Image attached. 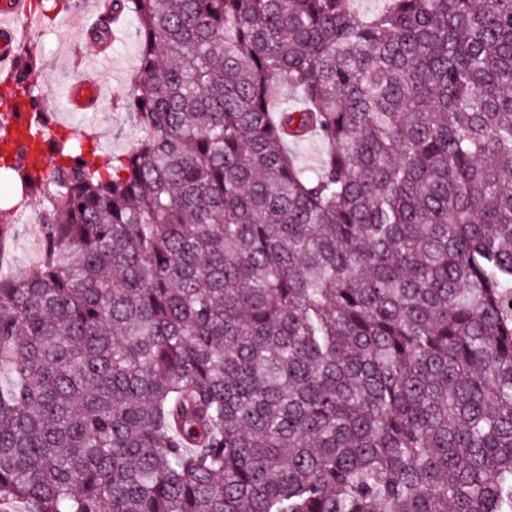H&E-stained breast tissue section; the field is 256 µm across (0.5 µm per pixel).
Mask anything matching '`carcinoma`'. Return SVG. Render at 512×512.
Segmentation results:
<instances>
[{
  "instance_id": "carcinoma-1",
  "label": "carcinoma",
  "mask_w": 512,
  "mask_h": 512,
  "mask_svg": "<svg viewBox=\"0 0 512 512\" xmlns=\"http://www.w3.org/2000/svg\"><path fill=\"white\" fill-rule=\"evenodd\" d=\"M110 8L143 136L13 204L0 512H512V0ZM297 164L308 171H315L323 164L328 148L317 136H310L306 140L291 146ZM7 228L6 245L0 257V277L23 275L37 270L40 258L38 224H12Z\"/></svg>"
}]
</instances>
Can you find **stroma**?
<instances>
[{
  "mask_svg": "<svg viewBox=\"0 0 512 512\" xmlns=\"http://www.w3.org/2000/svg\"><path fill=\"white\" fill-rule=\"evenodd\" d=\"M90 8L89 0H59L57 7L47 14L32 13L28 23L18 25L16 36L39 52L40 85L54 93L52 109L62 116L60 132L77 136L84 130H97L100 138L91 160L102 166L130 150L139 135L130 116L119 106L131 90L139 43L132 19H125L122 34L106 51V65L94 72L100 81H111L110 99L94 110H73L68 101L69 89L84 76L85 63L96 51L95 42L86 38L74 23ZM40 250L38 225L16 224L8 228L5 248L0 251V277L37 270Z\"/></svg>",
  "mask_w": 512,
  "mask_h": 512,
  "instance_id": "1",
  "label": "stroma"
}]
</instances>
